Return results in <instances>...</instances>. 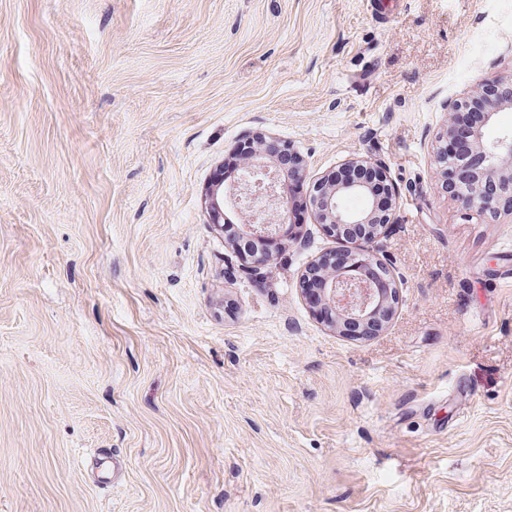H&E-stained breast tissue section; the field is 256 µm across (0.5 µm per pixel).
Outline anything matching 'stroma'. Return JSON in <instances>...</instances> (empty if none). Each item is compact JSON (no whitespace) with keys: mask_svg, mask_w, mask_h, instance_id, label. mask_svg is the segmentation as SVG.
Listing matches in <instances>:
<instances>
[{"mask_svg":"<svg viewBox=\"0 0 512 512\" xmlns=\"http://www.w3.org/2000/svg\"><path fill=\"white\" fill-rule=\"evenodd\" d=\"M511 73L512 0H0V512H512V223L431 164ZM259 134L386 163L384 331L312 315L320 225L261 280L216 228ZM489 86L483 84L479 87L470 100L453 99L446 102L443 106L446 112V119L444 120V128L439 136L438 144L433 149V162L439 173L447 179V166H448V153H447V142L451 138L454 132L455 125V114L462 105H467L470 101L476 99L484 90ZM448 112V113H447Z\"/></svg>","mask_w":512,"mask_h":512,"instance_id":"stroma-1","label":"stroma"}]
</instances>
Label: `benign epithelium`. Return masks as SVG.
<instances>
[{
  "instance_id": "benign-epithelium-1",
  "label": "benign epithelium",
  "mask_w": 512,
  "mask_h": 512,
  "mask_svg": "<svg viewBox=\"0 0 512 512\" xmlns=\"http://www.w3.org/2000/svg\"><path fill=\"white\" fill-rule=\"evenodd\" d=\"M508 88L507 96L492 100L484 112L483 122L476 127L470 143L471 151L482 161V166L472 168L460 161L456 165L462 173L463 190L453 197H463L467 208L491 218L501 216L500 205L512 203V131L496 137L490 130L497 124L503 104L512 105V78L500 82ZM467 101L453 99L444 104L446 119L433 149V162L442 176H447V142L454 132L455 114ZM244 179L229 192L239 224V232L253 241L266 240L279 233L281 224L267 218L266 211L256 212L252 199L265 196L276 202L279 170L262 152L255 151L243 159ZM487 180L499 182L501 195L486 194ZM310 196L311 215L314 223L334 234L351 226L365 228L364 240L371 242L383 235L394 223L398 209V195L390 180L387 166L378 161L360 157L343 160L336 168L306 185ZM350 198H358L362 207L353 209L346 205ZM375 264L387 274L392 265L385 257L371 252L353 253L341 264L325 269L321 263L309 268L318 273L321 282L317 299L323 320L334 326L341 335L350 334V327L360 326L381 331L391 320L397 292H383L376 281L364 273V267Z\"/></svg>"
}]
</instances>
